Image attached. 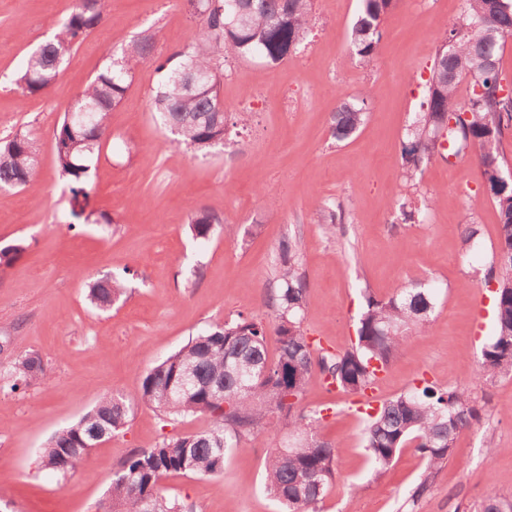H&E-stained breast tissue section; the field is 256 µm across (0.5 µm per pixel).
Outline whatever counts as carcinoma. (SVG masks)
I'll return each mask as SVG.
<instances>
[{"instance_id":"obj_1","label":"carcinoma","mask_w":512,"mask_h":512,"mask_svg":"<svg viewBox=\"0 0 512 512\" xmlns=\"http://www.w3.org/2000/svg\"><path fill=\"white\" fill-rule=\"evenodd\" d=\"M74 5L71 14L49 40L28 56L15 84L26 95L47 92L60 75L67 53L103 21L106 0ZM200 32L183 49L162 60L151 36L131 41L121 62H111L81 87L64 111L54 132V152L60 177L71 185L72 200L88 203L90 172L98 162L112 110L130 86V63L154 68L159 80L151 94V107L173 135V141L196 156L206 157L220 144L228 116L220 96L224 58L260 57L278 63L296 52L311 30L312 0H237L243 13L229 0H189ZM359 10L349 36V53L362 68L377 60L386 17L401 0H358ZM464 11L437 46L426 91L402 140L399 167L403 178L416 184L425 169L439 161L470 154L498 214L497 242L490 263L472 271L474 279L493 294V335L481 349L480 375L493 379L512 372V180L498 173L507 169L504 132L512 128V98L501 97L503 78L498 54L512 38V0H465ZM207 80L187 87L185 69ZM467 100L457 99L461 84ZM368 92L336 107L331 137L349 139L364 124ZM39 147L26 132H17L0 145V189L25 187L38 171ZM421 205L400 206L401 221L416 224ZM345 221L342 207L320 210L325 231L336 233ZM220 218L205 207L194 210L189 231L206 239ZM24 251L15 244L0 249V276ZM277 288L270 296L276 323L275 355L267 349L263 321L238 314L212 326L142 375L135 396L106 394L76 423L52 435L40 464L64 482L77 469L72 459L78 450L86 457L98 443L118 436L128 423L130 405H145L165 417L205 414L210 426L202 431L163 438L149 448H133L119 462L112 477L108 501L113 512H143L145 499L154 512H193L186 503L162 494L159 483L169 474L218 476L231 448L263 428L286 422L307 440L302 447L274 448L265 461V490L280 512H318L333 480L336 449L319 437L323 416L298 410L311 373L319 369L325 381L343 393L360 398L374 389L378 372L398 356L406 336L428 331L436 307L438 287L415 281L383 300L364 291L351 346L343 351L317 349L302 321L307 304L301 272L299 239L284 235L275 250ZM126 284L113 276L88 285L87 300L107 310L125 294ZM46 364L37 353L19 356L5 388L12 392L40 383ZM224 384V403L210 393L212 383ZM481 409L466 387L440 388L428 382L382 401L367 414L364 441L373 464L383 469L401 448L412 444L426 460L417 492H422L441 467L457 436L478 424ZM482 512H512V500L489 495Z\"/></svg>"}]
</instances>
